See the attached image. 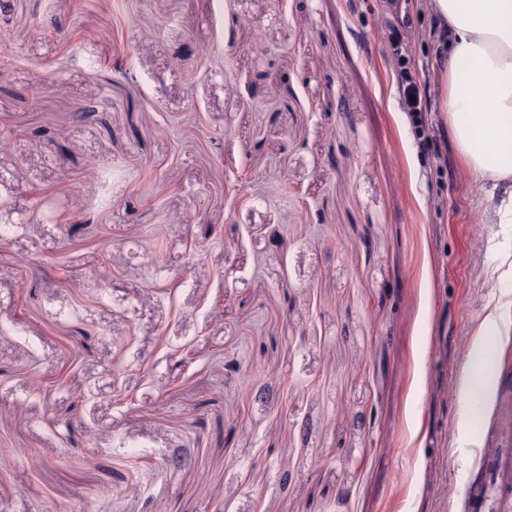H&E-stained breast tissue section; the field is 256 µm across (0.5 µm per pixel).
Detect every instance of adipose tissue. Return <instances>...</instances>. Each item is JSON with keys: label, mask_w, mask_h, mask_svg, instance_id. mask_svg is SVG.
<instances>
[{"label": "adipose tissue", "mask_w": 512, "mask_h": 512, "mask_svg": "<svg viewBox=\"0 0 512 512\" xmlns=\"http://www.w3.org/2000/svg\"><path fill=\"white\" fill-rule=\"evenodd\" d=\"M447 25L442 109L477 179H512V0H430Z\"/></svg>", "instance_id": "1"}]
</instances>
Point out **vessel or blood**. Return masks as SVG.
<instances>
[{
	"instance_id": "obj_1",
	"label": "vessel or blood",
	"mask_w": 512,
	"mask_h": 512,
	"mask_svg": "<svg viewBox=\"0 0 512 512\" xmlns=\"http://www.w3.org/2000/svg\"><path fill=\"white\" fill-rule=\"evenodd\" d=\"M481 478L468 487V512H512V440L481 455Z\"/></svg>"
}]
</instances>
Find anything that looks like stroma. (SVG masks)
<instances>
[{
  "instance_id": "stroma-1",
  "label": "stroma",
  "mask_w": 512,
  "mask_h": 512,
  "mask_svg": "<svg viewBox=\"0 0 512 512\" xmlns=\"http://www.w3.org/2000/svg\"><path fill=\"white\" fill-rule=\"evenodd\" d=\"M9 3L0 512H467L512 228L440 110L428 0ZM405 15L428 140L393 75ZM41 188L98 222L26 223ZM130 452L138 496L100 471Z\"/></svg>"
}]
</instances>
